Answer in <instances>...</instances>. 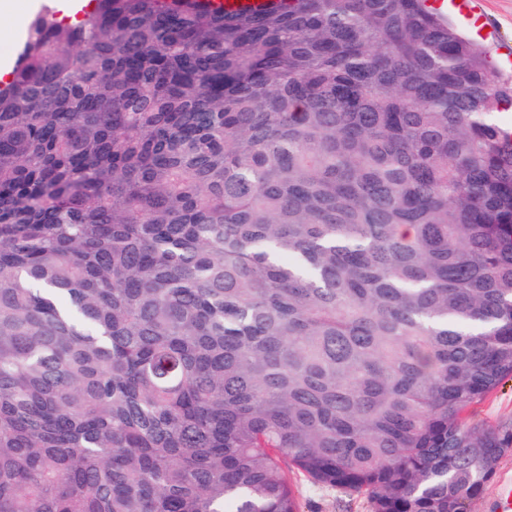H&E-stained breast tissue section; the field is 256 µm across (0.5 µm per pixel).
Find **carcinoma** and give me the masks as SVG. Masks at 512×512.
<instances>
[{"label":"carcinoma","instance_id":"cac0c4a2","mask_svg":"<svg viewBox=\"0 0 512 512\" xmlns=\"http://www.w3.org/2000/svg\"><path fill=\"white\" fill-rule=\"evenodd\" d=\"M92 2L0 83V512H470L512 80L429 0ZM292 484L302 512H370L364 495L344 496L336 489L314 485L302 476H293Z\"/></svg>","mask_w":512,"mask_h":512}]
</instances>
